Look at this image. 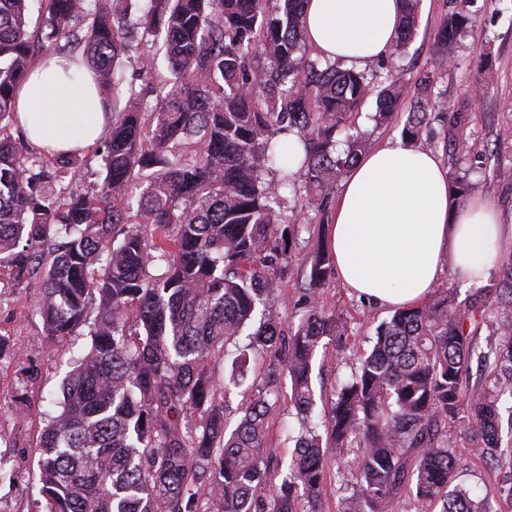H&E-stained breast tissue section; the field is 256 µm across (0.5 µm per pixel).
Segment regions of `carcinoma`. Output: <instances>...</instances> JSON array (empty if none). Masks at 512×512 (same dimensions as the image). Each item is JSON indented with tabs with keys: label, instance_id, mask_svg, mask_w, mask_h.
Wrapping results in <instances>:
<instances>
[{
	"label": "carcinoma",
	"instance_id": "cac0c4a2",
	"mask_svg": "<svg viewBox=\"0 0 512 512\" xmlns=\"http://www.w3.org/2000/svg\"><path fill=\"white\" fill-rule=\"evenodd\" d=\"M305 0H41L31 39L30 0H0V268L9 288L39 278L38 315L49 341L89 339L63 384L62 411L37 447L41 512H325L329 460L356 448L359 490L342 512H393L402 501L439 512H496L512 503V474L483 497L462 479L448 421L462 425L487 466L512 470L500 403L512 399V254L498 276L464 299L448 290L399 308L369 353L311 421L313 372L347 336L343 316L319 301L334 284L325 226L338 183L369 148L353 121L371 95L375 127L398 116V59L418 25L419 0H401L393 59L378 83L314 53ZM467 0L442 21L438 67L466 27ZM81 46L78 64L112 103V121L88 154H42L17 124L15 90L38 55ZM434 72L417 81L402 128L414 145L431 120ZM303 158L288 169L282 141ZM93 158L105 176L92 192L63 186ZM302 179L293 203L279 190ZM471 183L452 178L455 201ZM315 238L301 263L309 301L283 324L268 315L233 360L224 387L209 363L281 287L287 240ZM501 335L479 342L481 325ZM270 361L228 430L230 395L251 362ZM303 420L286 463L264 456L268 416L282 381Z\"/></svg>",
	"mask_w": 512,
	"mask_h": 512
}]
</instances>
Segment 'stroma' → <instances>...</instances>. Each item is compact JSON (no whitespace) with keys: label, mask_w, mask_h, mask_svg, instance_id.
I'll use <instances>...</instances> for the list:
<instances>
[{"label":"stroma","mask_w":512,"mask_h":512,"mask_svg":"<svg viewBox=\"0 0 512 512\" xmlns=\"http://www.w3.org/2000/svg\"><path fill=\"white\" fill-rule=\"evenodd\" d=\"M454 0H421L419 24L402 64L404 81L402 112H409L416 98V82L432 67L437 31ZM471 19L467 29L448 48V65L435 69L434 92L446 100L457 121L430 126V149L439 154L448 172L470 168L473 194L494 204L504 216H512V180L493 175L494 169L512 168V0H469ZM456 140L462 153L452 158L443 149L444 139ZM313 239L300 232L291 245L290 264L281 272L280 290L269 296L264 308L288 321L308 298L300 265ZM39 282L21 288L9 302L0 303V334L6 335L15 355L0 358V454L9 462L0 468V512H39L42 497L36 474V439L50 416L60 410L63 379L71 362L86 347L83 336H69L47 344L37 305ZM325 307L341 313L348 334L330 351L314 382L324 398H331L347 381L359 353L369 350L377 327L391 315L390 308L360 299L342 286L324 290ZM298 422L288 393H281L274 408L265 442V454L285 461L293 450L286 427ZM356 449L346 448L329 472L326 498L329 512H338L343 496L354 491L351 464Z\"/></svg>","instance_id":"1"}]
</instances>
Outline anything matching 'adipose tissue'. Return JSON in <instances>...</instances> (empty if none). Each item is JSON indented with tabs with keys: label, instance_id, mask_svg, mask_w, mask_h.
<instances>
[{
	"label": "adipose tissue",
	"instance_id": "ef3b65f1",
	"mask_svg": "<svg viewBox=\"0 0 512 512\" xmlns=\"http://www.w3.org/2000/svg\"><path fill=\"white\" fill-rule=\"evenodd\" d=\"M401 0H308L304 26L320 56L360 66L388 55L398 38ZM18 119L42 150L95 145L107 103L91 72L59 55L43 57L15 92ZM336 274L344 288L398 308L422 302L442 272L482 284L512 224L489 201L455 203L448 173L431 150L388 143L347 175L331 224Z\"/></svg>",
	"mask_w": 512,
	"mask_h": 512
}]
</instances>
